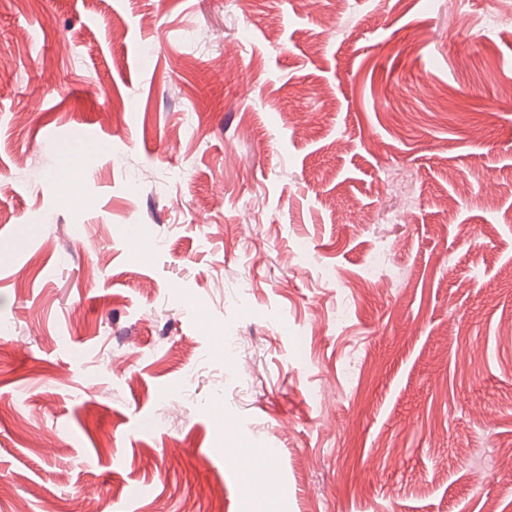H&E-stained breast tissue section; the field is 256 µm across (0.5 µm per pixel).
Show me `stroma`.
Here are the masks:
<instances>
[{
    "label": "stroma",
    "instance_id": "obj_1",
    "mask_svg": "<svg viewBox=\"0 0 512 512\" xmlns=\"http://www.w3.org/2000/svg\"><path fill=\"white\" fill-rule=\"evenodd\" d=\"M505 13L0 0V512H512ZM377 278H391L396 280L397 274L389 265L383 249H377L368 258L363 268V279L371 281Z\"/></svg>",
    "mask_w": 512,
    "mask_h": 512
}]
</instances>
